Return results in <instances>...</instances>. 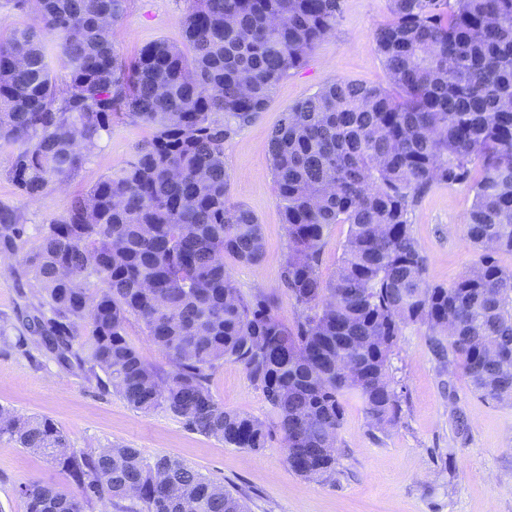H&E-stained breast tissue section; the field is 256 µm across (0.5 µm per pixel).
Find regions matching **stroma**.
Instances as JSON below:
<instances>
[{
    "label": "stroma",
    "instance_id": "obj_1",
    "mask_svg": "<svg viewBox=\"0 0 512 512\" xmlns=\"http://www.w3.org/2000/svg\"><path fill=\"white\" fill-rule=\"evenodd\" d=\"M188 6V0H128L114 31L115 53L130 62L155 40L183 44L180 19ZM391 20L388 0H341L334 31L276 86L267 110L224 142L229 199L256 214L266 242L260 264L229 260L225 266L241 292L277 294L285 322L293 321L295 309L280 280L286 236L265 144L283 112L331 81L388 86L375 32ZM152 135L140 122L113 118L111 133L77 175L33 201L7 176L14 146L0 145V203L16 208L26 228L19 254L0 263V406L51 418L77 449L126 446L148 459L176 457L240 497L248 512H512V402L480 398L462 372H439L423 327L405 328L390 358L389 374L403 388L400 422L384 431L370 429L361 403L346 400L336 472L327 480L294 474L280 434L257 451L227 447L191 431L165 409L136 410L80 371L60 367L45 351L17 344L19 316L37 302L40 289L34 275L21 278L17 272L24 254L37 247L39 228L124 166L135 145ZM472 202L470 185L436 184L411 212L410 231L427 258L430 283L446 286L474 269L479 255L463 228ZM210 390L225 409L268 424L274 420L262 392L239 365L216 368ZM30 480L69 486L42 457L0 440V512H25L16 489Z\"/></svg>",
    "mask_w": 512,
    "mask_h": 512
}]
</instances>
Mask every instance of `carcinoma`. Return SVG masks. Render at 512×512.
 Wrapping results in <instances>:
<instances>
[{"label":"carcinoma","mask_w":512,"mask_h":512,"mask_svg":"<svg viewBox=\"0 0 512 512\" xmlns=\"http://www.w3.org/2000/svg\"><path fill=\"white\" fill-rule=\"evenodd\" d=\"M388 2L393 19L375 40L391 88L334 80L284 112L268 140L290 324L273 295H242L224 265L265 254L257 216L227 198L224 141L335 28L340 0H189L183 46L158 39L130 65L112 46L127 0H39L37 25L0 32V143L16 146L7 175L21 195L73 178L119 114L154 129L40 229L25 257L40 298L23 330L136 410L164 408L231 448L257 451L279 433L289 469L306 478L335 473L324 441L337 438L346 399L362 403L370 428L397 425L388 363L408 326L426 328L436 361L473 392L511 402L512 270L495 255L512 254V0ZM476 163L464 227L477 267L432 285L409 214L432 185L469 182ZM333 224L348 234L324 281ZM24 234L1 205L0 253H15ZM131 317L167 368L141 358ZM226 361L263 392L273 426L214 398L209 381ZM4 438L75 488L23 483L25 512H92L104 499L113 512H244L177 458L77 450L48 417L0 406Z\"/></svg>","instance_id":"obj_1"}]
</instances>
